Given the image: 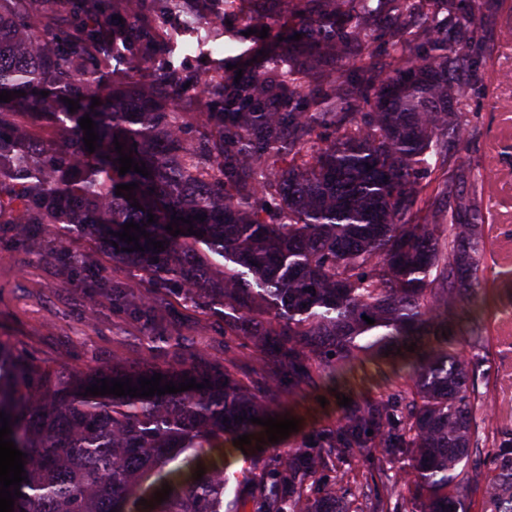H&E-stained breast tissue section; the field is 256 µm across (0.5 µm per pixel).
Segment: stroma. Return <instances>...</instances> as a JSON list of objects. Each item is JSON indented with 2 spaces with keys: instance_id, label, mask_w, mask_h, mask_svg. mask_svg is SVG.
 Instances as JSON below:
<instances>
[{
  "instance_id": "obj_1",
  "label": "stroma",
  "mask_w": 512,
  "mask_h": 512,
  "mask_svg": "<svg viewBox=\"0 0 512 512\" xmlns=\"http://www.w3.org/2000/svg\"><path fill=\"white\" fill-rule=\"evenodd\" d=\"M187 19L195 22V30L177 36L164 57L185 73L214 75L223 69V48L241 51L260 40L259 35L248 34L238 19L216 26L209 15L183 10L167 22L176 29ZM471 21L484 37L486 52L478 63L484 80L474 86L465 118L480 126L483 134L462 157L482 176L483 215L489 226L484 278L495 299L481 317L488 338L483 368L496 379L497 391L495 402L477 416L479 426L487 429L512 421V37L500 36L505 23H512V0H477ZM64 250L94 257V267L67 274L54 258L55 247H47L44 257H37L15 225L0 224V342L20 357L34 355L65 372L150 358L139 325L114 315L111 305L86 297L94 280L113 277L132 282L134 271L113 263L111 250L95 240L76 238ZM169 317L187 341L197 342L192 358L197 370L223 363L222 319L176 303L170 306ZM388 373L387 367L358 363L336 382L290 398L287 415L297 420L296 432L273 448L236 447L225 452V499H247L262 473L263 460L286 454L311 430L336 427L342 416L339 397L381 396Z\"/></svg>"
}]
</instances>
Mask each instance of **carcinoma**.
Instances as JSON below:
<instances>
[{"label": "carcinoma", "mask_w": 512, "mask_h": 512, "mask_svg": "<svg viewBox=\"0 0 512 512\" xmlns=\"http://www.w3.org/2000/svg\"><path fill=\"white\" fill-rule=\"evenodd\" d=\"M66 1L81 20L61 27ZM278 2L284 40L224 58L235 68L212 77V95L194 76L157 81L142 70L141 58L171 43L161 16L152 44L133 55L130 85L102 84L124 25L145 20L138 0L121 10L112 0H0V92H17L0 102V224L19 225L35 250L46 246L40 228L58 248L72 237L118 244L112 261L137 272L139 287L114 278L88 295L141 323L151 349L182 342L170 300L224 316V365L209 372L183 363L63 376L0 344V411L27 454L14 512H219L224 445L261 438L265 427L248 419L274 416L273 403L335 381L357 360L390 363L384 398L353 400L339 426L311 431L264 467L255 512H402L418 494L421 512H466L462 487L479 483L471 459L481 456L496 471L484 496L494 512H512V428L483 432L475 418L495 390L479 382L480 324L466 332V354L450 320L461 303L489 302L477 293L482 186L458 156L481 133L463 119L484 54L474 0ZM379 47L391 55L388 73L374 66ZM325 58L336 69L324 70ZM65 97L80 108L69 111ZM86 114L99 136L91 154ZM22 118L52 122L56 137H28ZM116 140L149 176L119 174ZM134 182L132 199L116 195ZM174 215L192 220L176 237L165 229ZM131 221L150 234L142 251L115 236ZM243 338L259 354L254 381L237 369ZM156 373L164 384L210 386L81 396L99 379L137 386ZM356 454L376 466L372 479L410 455L413 477L387 482L362 509L346 499L338 510L336 495L360 486L336 460ZM165 484L163 503L138 504Z\"/></svg>", "instance_id": "cac0c4a2"}]
</instances>
